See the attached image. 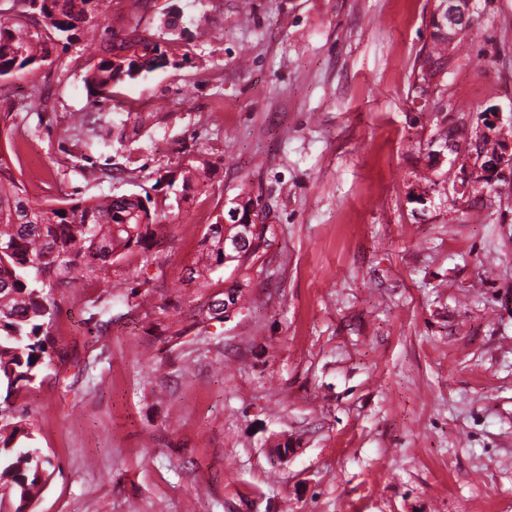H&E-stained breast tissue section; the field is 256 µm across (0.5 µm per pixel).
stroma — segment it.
<instances>
[{
    "instance_id": "1",
    "label": "stroma",
    "mask_w": 512,
    "mask_h": 512,
    "mask_svg": "<svg viewBox=\"0 0 512 512\" xmlns=\"http://www.w3.org/2000/svg\"><path fill=\"white\" fill-rule=\"evenodd\" d=\"M240 2L112 0L106 38L139 26L175 62L101 103L81 43L0 79V150L33 199L158 203L165 176L210 168L159 245L58 293L51 362L0 387L47 462L26 512H512V183L457 195L434 156L486 108L512 117V0H473L470 50L422 96L437 0ZM80 112L124 138L90 141ZM244 193L270 231L243 269L189 280ZM146 279L167 321L204 319L199 338L163 343L128 307ZM238 282L244 307L210 318ZM105 289L98 328L86 303Z\"/></svg>"
}]
</instances>
